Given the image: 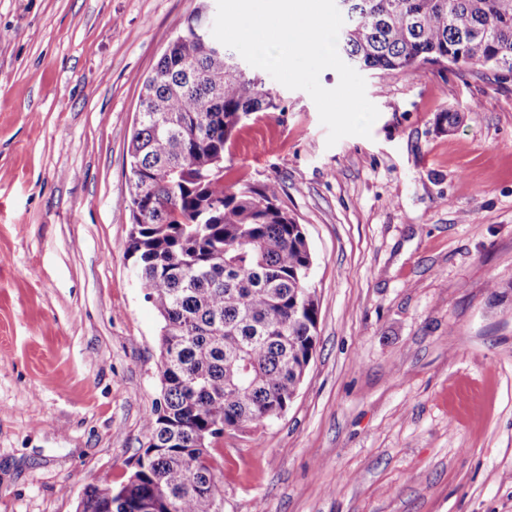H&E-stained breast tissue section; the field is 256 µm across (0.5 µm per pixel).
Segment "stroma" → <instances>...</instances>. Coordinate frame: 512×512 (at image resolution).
I'll return each instance as SVG.
<instances>
[{"label":"stroma","mask_w":512,"mask_h":512,"mask_svg":"<svg viewBox=\"0 0 512 512\" xmlns=\"http://www.w3.org/2000/svg\"><path fill=\"white\" fill-rule=\"evenodd\" d=\"M199 5L0 0V512H76L144 441L163 323L124 252L127 135ZM363 77L370 137L327 146L277 83L224 152L225 184L280 185L319 301L288 410L214 445L224 512H512V75Z\"/></svg>","instance_id":"1"}]
</instances>
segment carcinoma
I'll return each mask as SVG.
<instances>
[{
	"mask_svg": "<svg viewBox=\"0 0 512 512\" xmlns=\"http://www.w3.org/2000/svg\"><path fill=\"white\" fill-rule=\"evenodd\" d=\"M338 47L383 79L461 55L512 74V0H344ZM181 26L143 81L128 144L125 242L163 321L161 398L127 480L86 488L77 512H222L212 444L279 418L318 337L302 225L276 182L224 184L238 126L280 109L207 29Z\"/></svg>",
	"mask_w": 512,
	"mask_h": 512,
	"instance_id": "1",
	"label": "carcinoma"
}]
</instances>
